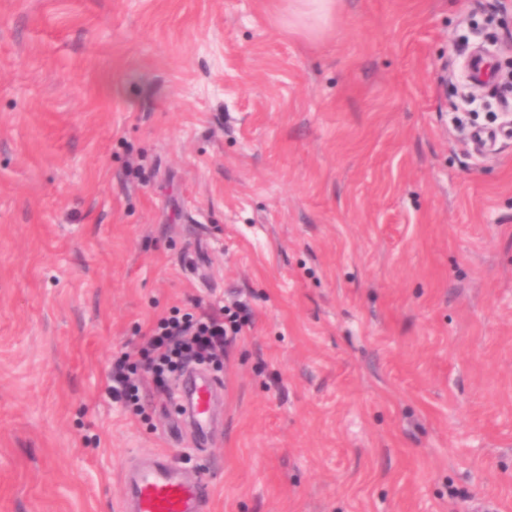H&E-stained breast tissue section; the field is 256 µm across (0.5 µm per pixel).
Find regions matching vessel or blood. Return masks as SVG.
Segmentation results:
<instances>
[{"instance_id":"obj_1","label":"vessel or blood","mask_w":512,"mask_h":512,"mask_svg":"<svg viewBox=\"0 0 512 512\" xmlns=\"http://www.w3.org/2000/svg\"><path fill=\"white\" fill-rule=\"evenodd\" d=\"M222 390L218 382L194 377L183 381L182 393L192 400L193 419L199 428L212 420V404ZM208 481L204 476H183L177 457L158 455L134 467L126 483L127 512H206Z\"/></svg>"}]
</instances>
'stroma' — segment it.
<instances>
[{
  "label": "stroma",
  "instance_id": "stroma-1",
  "mask_svg": "<svg viewBox=\"0 0 512 512\" xmlns=\"http://www.w3.org/2000/svg\"><path fill=\"white\" fill-rule=\"evenodd\" d=\"M0 0V512H122L177 456L208 512H512V0ZM495 133L476 152V131ZM253 320L207 438L113 355ZM252 318L242 301L233 307L194 301L191 311L158 318L144 335L137 356L123 353L112 361L106 375L107 395L143 412L141 390L146 383L167 394L170 382L187 367L220 364L230 336L241 333Z\"/></svg>",
  "mask_w": 512,
  "mask_h": 512
}]
</instances>
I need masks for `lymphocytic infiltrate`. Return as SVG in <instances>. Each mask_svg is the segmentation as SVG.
<instances>
[{"mask_svg": "<svg viewBox=\"0 0 512 512\" xmlns=\"http://www.w3.org/2000/svg\"><path fill=\"white\" fill-rule=\"evenodd\" d=\"M252 318L251 309L241 301L230 307L196 301L190 311L158 318L136 355L124 353L112 361L106 375L107 395L137 406L145 384L168 392L173 378L187 367L221 363L232 336Z\"/></svg>", "mask_w": 512, "mask_h": 512, "instance_id": "1", "label": "lymphocytic infiltrate"}]
</instances>
